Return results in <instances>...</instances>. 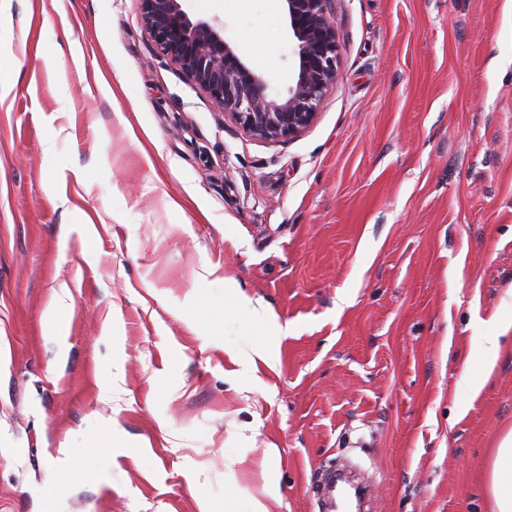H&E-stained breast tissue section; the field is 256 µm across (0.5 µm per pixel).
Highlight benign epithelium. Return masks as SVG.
Masks as SVG:
<instances>
[{
	"mask_svg": "<svg viewBox=\"0 0 512 512\" xmlns=\"http://www.w3.org/2000/svg\"><path fill=\"white\" fill-rule=\"evenodd\" d=\"M184 0H139V20L159 53L251 137L280 142L313 125L339 75L331 0H282L297 58L286 92L274 93L215 26L192 21Z\"/></svg>",
	"mask_w": 512,
	"mask_h": 512,
	"instance_id": "benign-epithelium-1",
	"label": "benign epithelium"
}]
</instances>
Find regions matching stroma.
I'll return each instance as SVG.
<instances>
[{"mask_svg":"<svg viewBox=\"0 0 512 512\" xmlns=\"http://www.w3.org/2000/svg\"><path fill=\"white\" fill-rule=\"evenodd\" d=\"M183 7L287 90L280 0ZM330 12L339 78L267 142L156 51L138 0H0V512H322L338 466L366 512H491L512 0Z\"/></svg>","mask_w":512,"mask_h":512,"instance_id":"35a3bbf8","label":"stroma"}]
</instances>
